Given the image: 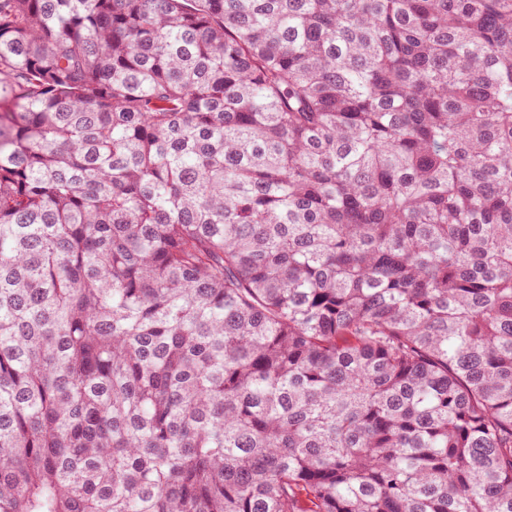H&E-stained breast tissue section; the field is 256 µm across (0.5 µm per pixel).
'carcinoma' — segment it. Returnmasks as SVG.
I'll return each mask as SVG.
<instances>
[{"mask_svg": "<svg viewBox=\"0 0 512 512\" xmlns=\"http://www.w3.org/2000/svg\"><path fill=\"white\" fill-rule=\"evenodd\" d=\"M0 512H512V0H0Z\"/></svg>", "mask_w": 512, "mask_h": 512, "instance_id": "cac0c4a2", "label": "carcinoma"}]
</instances>
